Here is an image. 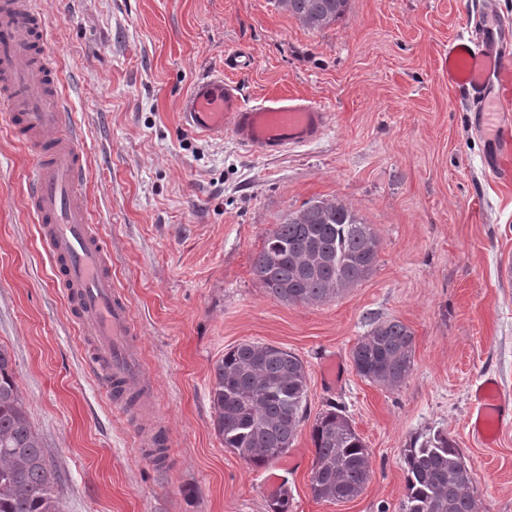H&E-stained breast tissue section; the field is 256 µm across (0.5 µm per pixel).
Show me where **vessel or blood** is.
I'll use <instances>...</instances> for the list:
<instances>
[{
	"label": "vessel or blood",
	"instance_id": "1",
	"mask_svg": "<svg viewBox=\"0 0 512 512\" xmlns=\"http://www.w3.org/2000/svg\"><path fill=\"white\" fill-rule=\"evenodd\" d=\"M511 35L499 18L478 17L468 42L448 45V82L467 96L472 124L486 138L483 165L502 182H512V54L505 50ZM181 115L188 130L226 135L263 155L312 144L331 118L324 107L299 97L245 105L238 86L219 74L192 84ZM0 123L35 155L28 207L73 320L85 334L90 365L105 385L144 389L142 356L131 343L130 305L112 280V255L87 199L77 192L85 158L35 0H0ZM478 392L473 428L489 441L504 423L505 407L496 383L483 382ZM140 445L155 461L168 454L170 441L156 429Z\"/></svg>",
	"mask_w": 512,
	"mask_h": 512
}]
</instances>
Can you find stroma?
Listing matches in <instances>:
<instances>
[{
    "label": "stroma",
    "mask_w": 512,
    "mask_h": 512,
    "mask_svg": "<svg viewBox=\"0 0 512 512\" xmlns=\"http://www.w3.org/2000/svg\"><path fill=\"white\" fill-rule=\"evenodd\" d=\"M82 138L86 195L137 326L150 410L111 407L40 241L26 195L34 155L0 126V346L59 477L63 512H399L411 438L448 433L486 512H512V428L472 439L474 392L512 401V183L483 167L468 103L448 85L449 41L512 0H350L302 27L276 0H40ZM248 59L243 69L227 57ZM223 73L245 104L292 94L325 107L317 142L260 155L182 125L191 83ZM338 199L379 240L374 271L318 305H288L252 269L266 232L311 198ZM414 336L400 386L362 377L352 350L378 322ZM288 349L308 417L267 465L224 448L211 419L216 363L239 343ZM335 362V376L324 372ZM341 407L372 476L353 500H315L312 426ZM160 419L167 459L137 434ZM277 481H270V474Z\"/></svg>",
    "instance_id": "1"
}]
</instances>
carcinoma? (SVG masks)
Instances as JSON below:
<instances>
[{
  "label": "carcinoma",
  "mask_w": 512,
  "mask_h": 512,
  "mask_svg": "<svg viewBox=\"0 0 512 512\" xmlns=\"http://www.w3.org/2000/svg\"><path fill=\"white\" fill-rule=\"evenodd\" d=\"M308 29L339 19L348 0H278ZM379 239L345 204L314 198L266 233L253 271L267 293L284 304L315 305L354 288L374 270ZM414 336L398 320L377 323L352 350L357 372L398 386L413 366ZM0 347V512H62L58 476L32 428ZM303 361L269 344L244 342L224 353L210 390L212 421L224 447L260 467L284 454L307 418ZM315 448L309 488L313 498L357 497L372 469L368 449L342 410L331 404L312 427ZM407 493L400 512H483L470 490L467 461L443 431L419 435L404 449Z\"/></svg>",
  "instance_id": "carcinoma-1"
}]
</instances>
